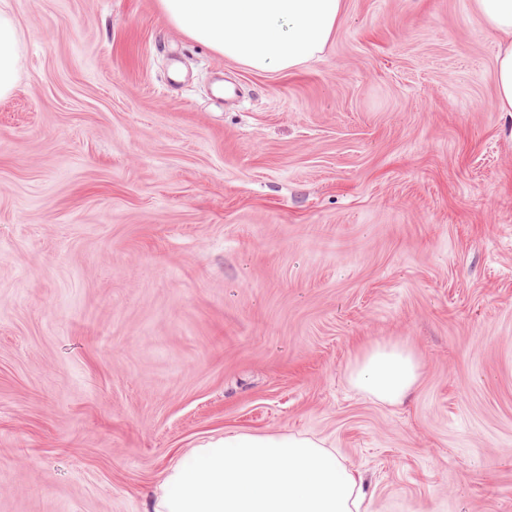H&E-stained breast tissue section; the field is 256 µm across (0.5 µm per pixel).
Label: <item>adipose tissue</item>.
I'll return each instance as SVG.
<instances>
[{
  "mask_svg": "<svg viewBox=\"0 0 512 512\" xmlns=\"http://www.w3.org/2000/svg\"><path fill=\"white\" fill-rule=\"evenodd\" d=\"M498 38L499 109L512 113V0H474ZM167 22L216 53L260 72H292L319 57L344 0H158ZM20 35L0 6V99L14 90ZM421 361L399 341L360 347L349 384L384 404L417 383ZM362 480L314 435L228 431L180 456L155 483L148 512H361Z\"/></svg>",
  "mask_w": 512,
  "mask_h": 512,
  "instance_id": "ef3b65f1",
  "label": "adipose tissue"
}]
</instances>
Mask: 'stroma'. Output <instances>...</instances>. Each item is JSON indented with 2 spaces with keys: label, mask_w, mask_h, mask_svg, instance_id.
<instances>
[{
  "label": "stroma",
  "mask_w": 512,
  "mask_h": 512,
  "mask_svg": "<svg viewBox=\"0 0 512 512\" xmlns=\"http://www.w3.org/2000/svg\"><path fill=\"white\" fill-rule=\"evenodd\" d=\"M8 4L0 512H145L227 430L326 439L368 512H512V114L473 0H345L291 73L157 0ZM377 340L422 363L395 405L347 382ZM0 4V99L8 97L14 90L20 69L19 41L17 27Z\"/></svg>",
  "instance_id": "1"
}]
</instances>
